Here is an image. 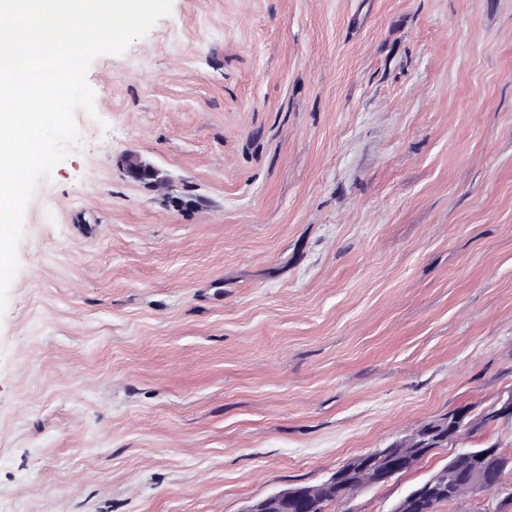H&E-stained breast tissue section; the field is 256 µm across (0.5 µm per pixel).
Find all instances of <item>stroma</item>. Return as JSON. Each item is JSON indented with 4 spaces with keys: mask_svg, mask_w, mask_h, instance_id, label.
<instances>
[{
    "mask_svg": "<svg viewBox=\"0 0 512 512\" xmlns=\"http://www.w3.org/2000/svg\"><path fill=\"white\" fill-rule=\"evenodd\" d=\"M87 81L0 318V512H243L454 410L347 512L512 454V0H173ZM449 436L447 427L445 429L433 430L432 434L420 432L416 436L394 446L392 452L400 462L399 468L394 472V475L408 471L417 461L424 458L429 448H440L447 445Z\"/></svg>",
    "mask_w": 512,
    "mask_h": 512,
    "instance_id": "35a3bbf8",
    "label": "stroma"
}]
</instances>
